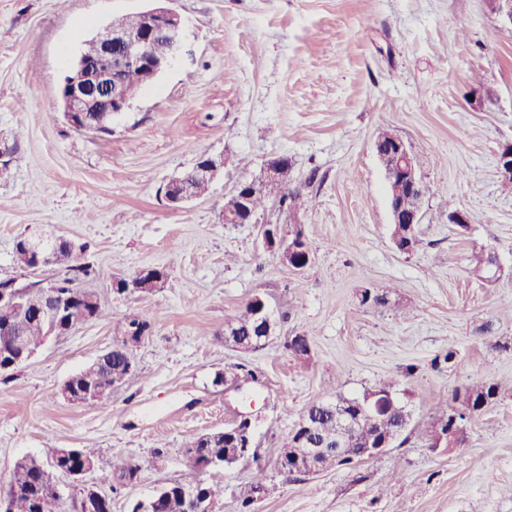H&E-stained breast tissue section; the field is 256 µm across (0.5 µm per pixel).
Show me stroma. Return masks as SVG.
<instances>
[{"label": "stroma", "mask_w": 512, "mask_h": 512, "mask_svg": "<svg viewBox=\"0 0 512 512\" xmlns=\"http://www.w3.org/2000/svg\"><path fill=\"white\" fill-rule=\"evenodd\" d=\"M151 4L0 0V279L30 281L14 260L21 234L86 242L109 311L0 376V480L21 458L90 444L91 482L126 512L188 469V440L245 412L257 456L206 471L224 486L215 512H241L259 467L271 492L253 512H512V393L469 422L458 448L426 444L456 387L512 378L501 347L512 339V190L498 170L512 144V30L491 0H175L184 42L171 65L109 132L71 129L57 93L82 40ZM382 129L417 155L429 188L409 253L391 240ZM204 153L223 155V174L171 207L165 184ZM278 157L303 202L265 216L302 229L313 252L302 270L264 246L260 225L222 217L236 183ZM452 209L468 229L449 223ZM476 246L496 252L498 281L471 274ZM147 266L164 271L160 288L113 294L115 278ZM367 288L386 305L362 304ZM257 295L277 330L244 352L225 343L224 320ZM132 315L151 323L136 376L103 405L57 396ZM297 335L309 356L288 352ZM233 364L258 382L215 384ZM389 377L411 421L386 453L317 477L279 471V441L311 401L360 397ZM116 456L141 467L117 493Z\"/></svg>", "instance_id": "obj_1"}]
</instances>
